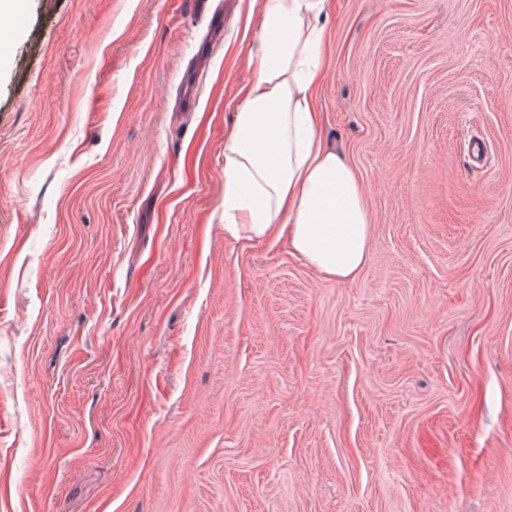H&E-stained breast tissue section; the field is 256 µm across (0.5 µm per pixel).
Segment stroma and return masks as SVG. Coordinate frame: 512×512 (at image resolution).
<instances>
[{
  "label": "stroma",
  "mask_w": 512,
  "mask_h": 512,
  "mask_svg": "<svg viewBox=\"0 0 512 512\" xmlns=\"http://www.w3.org/2000/svg\"><path fill=\"white\" fill-rule=\"evenodd\" d=\"M0 512H512V0H331L360 277L224 233L265 0H20Z\"/></svg>",
  "instance_id": "stroma-1"
}]
</instances>
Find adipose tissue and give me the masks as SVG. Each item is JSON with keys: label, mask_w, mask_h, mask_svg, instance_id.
I'll return each mask as SVG.
<instances>
[{"label": "adipose tissue", "mask_w": 512, "mask_h": 512, "mask_svg": "<svg viewBox=\"0 0 512 512\" xmlns=\"http://www.w3.org/2000/svg\"><path fill=\"white\" fill-rule=\"evenodd\" d=\"M330 0H266L249 47L252 77L224 138V232L287 240L316 273L355 281L372 224L360 179L320 134Z\"/></svg>", "instance_id": "adipose-tissue-1"}]
</instances>
